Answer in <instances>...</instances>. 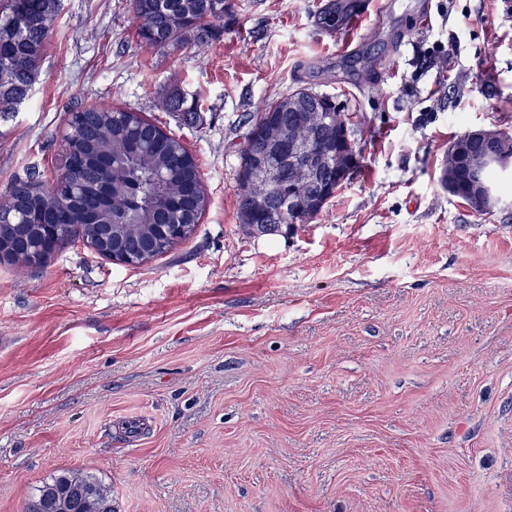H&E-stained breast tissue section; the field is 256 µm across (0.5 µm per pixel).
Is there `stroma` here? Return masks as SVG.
Listing matches in <instances>:
<instances>
[{"instance_id": "35a3bbf8", "label": "stroma", "mask_w": 512, "mask_h": 512, "mask_svg": "<svg viewBox=\"0 0 512 512\" xmlns=\"http://www.w3.org/2000/svg\"><path fill=\"white\" fill-rule=\"evenodd\" d=\"M326 2L233 0L184 54L141 43L129 0H61L0 117V199L53 181L71 113L108 106L181 138L206 205L139 267L81 243L0 264V512L65 469L116 512H512V192L481 213L441 183L459 135H512V0H389L359 31L319 25ZM301 85L357 168L296 231L249 235L240 148Z\"/></svg>"}]
</instances>
